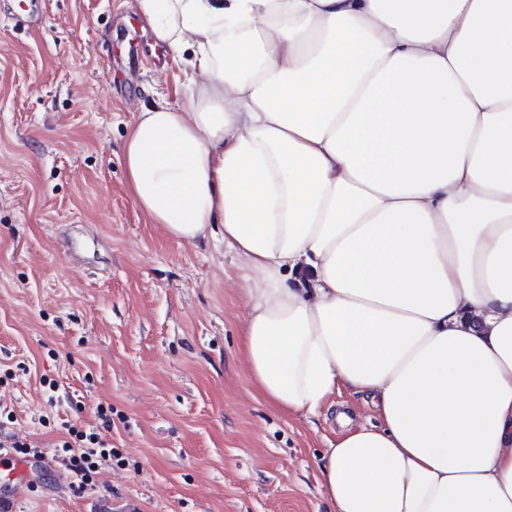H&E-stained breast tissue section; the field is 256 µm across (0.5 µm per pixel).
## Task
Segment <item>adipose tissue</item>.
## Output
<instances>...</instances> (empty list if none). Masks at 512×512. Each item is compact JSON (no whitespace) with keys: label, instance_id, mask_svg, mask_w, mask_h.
Returning a JSON list of instances; mask_svg holds the SVG:
<instances>
[{"label":"adipose tissue","instance_id":"1","mask_svg":"<svg viewBox=\"0 0 512 512\" xmlns=\"http://www.w3.org/2000/svg\"><path fill=\"white\" fill-rule=\"evenodd\" d=\"M188 110L142 109L126 187L241 272L254 398L344 388L332 512H512V0H135Z\"/></svg>","mask_w":512,"mask_h":512}]
</instances>
